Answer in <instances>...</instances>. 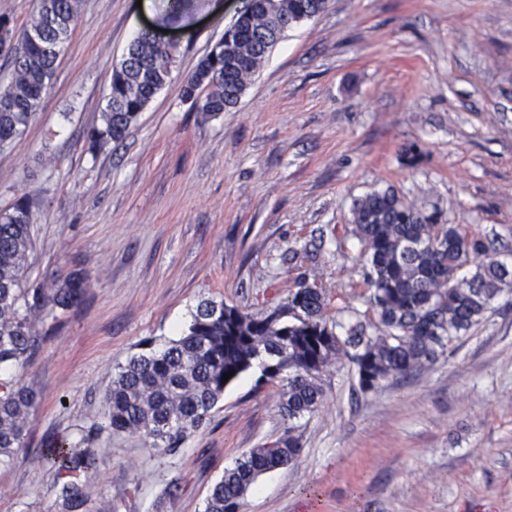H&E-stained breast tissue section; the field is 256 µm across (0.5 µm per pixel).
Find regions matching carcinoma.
<instances>
[{
    "instance_id": "cac0c4a2",
    "label": "carcinoma",
    "mask_w": 512,
    "mask_h": 512,
    "mask_svg": "<svg viewBox=\"0 0 512 512\" xmlns=\"http://www.w3.org/2000/svg\"><path fill=\"white\" fill-rule=\"evenodd\" d=\"M326 5L327 0H249L240 33L230 44H214L186 80L183 100L211 118L235 107L285 25L312 19ZM78 7L79 0H40L27 28L37 39L20 48L0 43V59L13 67L11 81L0 89V97L12 102L0 110V149L35 115ZM178 54L145 34L130 43L113 69L100 125L88 134L91 149L126 138L167 83ZM352 216L366 268V310L355 312V322L326 318L324 289L305 280L289 291L281 310L264 316L204 301L178 339L119 367L105 393V428L138 433L174 453L260 355L267 359L261 379L281 385L282 415L300 419L322 402L318 375L334 360L352 365L362 392L374 391L389 378L408 377L451 353L494 301L512 292V265L495 258L487 239L457 224L436 223L391 189L356 199ZM32 224L33 204L26 198L0 210V369L26 367L38 345L37 323L71 310L89 288L79 271L50 284L28 283ZM475 256L485 262L463 274ZM37 402L33 389L0 376V457L25 448ZM97 439L90 431L78 439L56 437L42 448L59 473L61 498L73 508L84 504L77 478L99 465ZM300 451L292 435L276 447L250 449L211 488L203 512H242L258 476L291 463Z\"/></svg>"
}]
</instances>
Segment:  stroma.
Returning a JSON list of instances; mask_svg holds the SVG:
<instances>
[{
    "mask_svg": "<svg viewBox=\"0 0 512 512\" xmlns=\"http://www.w3.org/2000/svg\"><path fill=\"white\" fill-rule=\"evenodd\" d=\"M80 0L25 133L0 151V209L34 201L30 279L87 274L14 378L38 403L28 446L0 459V512H64L41 444L98 427L119 366L179 338L209 299L265 315L303 278L327 318L364 310L352 203L394 189L512 263V0H328L288 29L239 105L212 119L183 81L246 0ZM180 57L126 139L90 151L112 71L144 29ZM254 363L178 453L103 432L76 512H202L225 469L287 431V466L243 512H512V292L452 354L362 394L346 361L295 422Z\"/></svg>",
    "mask_w": 512,
    "mask_h": 512,
    "instance_id": "obj_1",
    "label": "stroma"
}]
</instances>
